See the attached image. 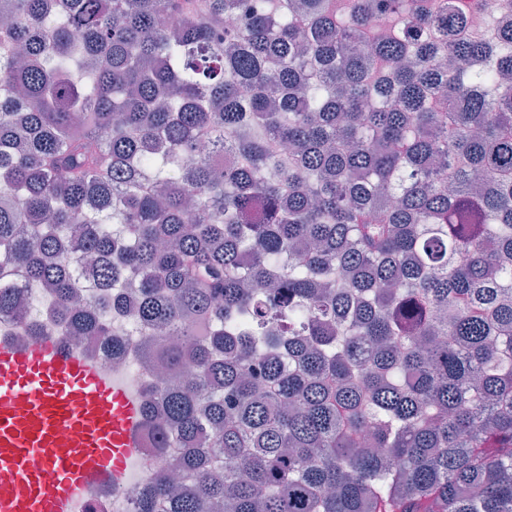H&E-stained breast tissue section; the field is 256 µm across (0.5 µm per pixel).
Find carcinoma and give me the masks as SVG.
Segmentation results:
<instances>
[{
	"mask_svg": "<svg viewBox=\"0 0 512 512\" xmlns=\"http://www.w3.org/2000/svg\"><path fill=\"white\" fill-rule=\"evenodd\" d=\"M239 2L0 0V317L136 288L185 484L133 512H512V26Z\"/></svg>",
	"mask_w": 512,
	"mask_h": 512,
	"instance_id": "cac0c4a2",
	"label": "carcinoma"
}]
</instances>
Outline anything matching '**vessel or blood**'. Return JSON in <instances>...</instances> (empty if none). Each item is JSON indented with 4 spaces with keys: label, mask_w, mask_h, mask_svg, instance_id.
Returning a JSON list of instances; mask_svg holds the SVG:
<instances>
[{
    "label": "vessel or blood",
    "mask_w": 512,
    "mask_h": 512,
    "mask_svg": "<svg viewBox=\"0 0 512 512\" xmlns=\"http://www.w3.org/2000/svg\"><path fill=\"white\" fill-rule=\"evenodd\" d=\"M140 409L79 354L0 346V512H70L75 497L123 473ZM44 461L28 467L30 456Z\"/></svg>",
    "instance_id": "obj_1"
}]
</instances>
